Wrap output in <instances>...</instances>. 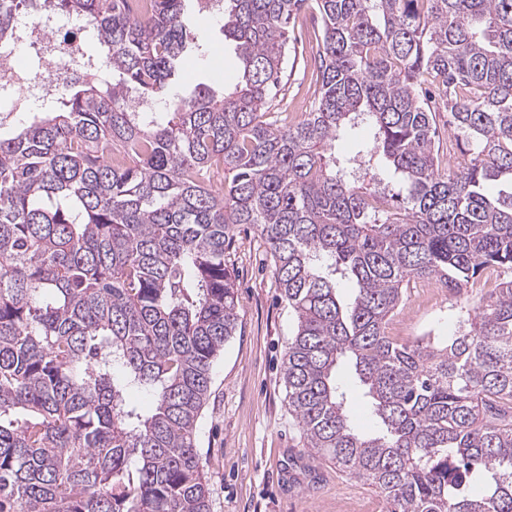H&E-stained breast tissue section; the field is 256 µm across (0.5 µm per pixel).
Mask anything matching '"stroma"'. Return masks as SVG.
Wrapping results in <instances>:
<instances>
[{"mask_svg": "<svg viewBox=\"0 0 512 512\" xmlns=\"http://www.w3.org/2000/svg\"><path fill=\"white\" fill-rule=\"evenodd\" d=\"M311 15L302 10L289 33L288 64L276 96L284 106L316 90L308 65L315 31L303 25ZM185 19L191 31L208 37L209 45L207 52L185 60L172 97L219 80L232 86L239 60L220 19L200 10L197 0H188ZM225 265L235 284L239 321L213 366L197 442L212 489L211 512H336L347 502L360 512H377L383 504L377 490L308 450L288 410L282 360L296 317L281 295L273 259L256 227L236 229ZM460 314V305H437L425 289L413 287L395 318L411 335L433 326L444 336Z\"/></svg>", "mask_w": 512, "mask_h": 512, "instance_id": "1", "label": "stroma"}]
</instances>
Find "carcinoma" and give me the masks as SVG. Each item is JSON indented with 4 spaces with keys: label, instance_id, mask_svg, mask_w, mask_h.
<instances>
[{
    "label": "carcinoma",
    "instance_id": "obj_1",
    "mask_svg": "<svg viewBox=\"0 0 512 512\" xmlns=\"http://www.w3.org/2000/svg\"><path fill=\"white\" fill-rule=\"evenodd\" d=\"M184 2L0 0V44L35 4L81 19L102 67L0 135V512H210L196 435L238 327L224 253L241 224L296 315L283 380L307 448L386 512H512V0H227L234 86L140 112L129 92L165 99L200 47ZM305 7L318 93L287 124L274 90ZM427 75L462 168H441ZM359 124L372 138L336 160ZM366 159L386 183L356 182ZM487 274L443 342L388 335L412 282L459 294ZM342 362L373 433L352 423Z\"/></svg>",
    "mask_w": 512,
    "mask_h": 512
}]
</instances>
